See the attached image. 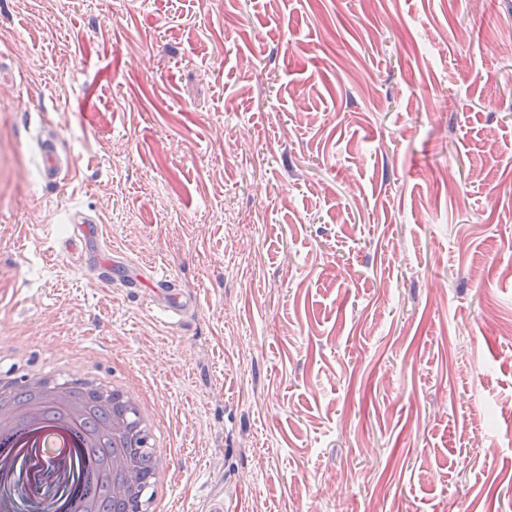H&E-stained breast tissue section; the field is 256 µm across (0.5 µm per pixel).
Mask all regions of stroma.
<instances>
[{
  "label": "stroma",
  "instance_id": "stroma-1",
  "mask_svg": "<svg viewBox=\"0 0 512 512\" xmlns=\"http://www.w3.org/2000/svg\"><path fill=\"white\" fill-rule=\"evenodd\" d=\"M0 65V372L140 378L181 512H512V0H0ZM41 172L45 181L55 183L67 179L75 161L71 154L60 150L58 135L52 128L43 127L37 136ZM72 233L60 242L62 249L70 253V257L80 265H93L100 270L102 281L106 284L112 282L115 277L128 278L129 284L134 286L141 281L142 274L134 273L129 266L118 263L115 260L103 259L100 250V226L94 218L86 216L80 211L74 212L70 217ZM171 283L169 281H158L156 282L155 292L159 296L160 305L164 311L177 313L183 310L185 303L181 301L178 293L175 289H171Z\"/></svg>",
  "mask_w": 512,
  "mask_h": 512
}]
</instances>
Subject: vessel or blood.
Returning <instances> with one entry per match:
<instances>
[{"mask_svg": "<svg viewBox=\"0 0 512 512\" xmlns=\"http://www.w3.org/2000/svg\"><path fill=\"white\" fill-rule=\"evenodd\" d=\"M41 159V172L45 181L54 183L67 179L75 166L71 154L60 150L58 135L50 127H43L37 137ZM72 232L62 240V249L69 252L71 258L82 265H92L99 269L104 283H111L118 276L126 277L130 284H137L140 276L129 266H117L115 260L105 259L100 250V226L94 218L82 212H74L70 217ZM155 292L164 311L177 313L183 310L184 303L178 293L172 289L169 281L157 282Z\"/></svg>", "mask_w": 512, "mask_h": 512, "instance_id": "vessel-or-blood-1", "label": "vessel or blood"}]
</instances>
